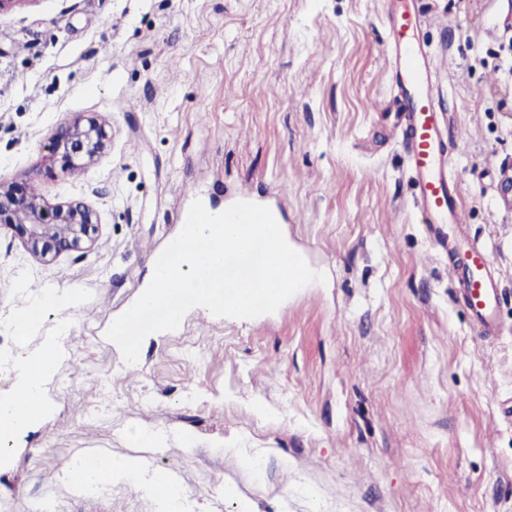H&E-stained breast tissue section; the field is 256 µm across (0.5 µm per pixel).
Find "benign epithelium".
Instances as JSON below:
<instances>
[{
	"mask_svg": "<svg viewBox=\"0 0 512 512\" xmlns=\"http://www.w3.org/2000/svg\"><path fill=\"white\" fill-rule=\"evenodd\" d=\"M106 132L91 121L76 119L58 128L49 145L61 154L62 170L87 165L104 149ZM7 226L24 240L27 248L43 260L63 251L79 250L90 239L92 212L79 202L51 207L31 193L30 185H0V227Z\"/></svg>",
	"mask_w": 512,
	"mask_h": 512,
	"instance_id": "1",
	"label": "benign epithelium"
}]
</instances>
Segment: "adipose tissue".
<instances>
[{
  "instance_id": "adipose-tissue-1",
  "label": "adipose tissue",
  "mask_w": 512,
  "mask_h": 512,
  "mask_svg": "<svg viewBox=\"0 0 512 512\" xmlns=\"http://www.w3.org/2000/svg\"><path fill=\"white\" fill-rule=\"evenodd\" d=\"M58 355L54 347L31 352L20 349L15 358V380L12 391L0 396V426L14 430L25 428L35 408L45 400V383L55 370ZM143 473L140 460L130 457L101 458L97 468H84L82 462L68 464L61 478L79 481L82 487H93L106 476H116L129 482L138 481Z\"/></svg>"
}]
</instances>
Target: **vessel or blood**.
I'll list each match as a JSON object with an SVG mask.
<instances>
[{
  "mask_svg": "<svg viewBox=\"0 0 512 512\" xmlns=\"http://www.w3.org/2000/svg\"><path fill=\"white\" fill-rule=\"evenodd\" d=\"M418 3L389 0L386 9V56L398 104L394 126L401 133L425 232L440 250L458 253V261L448 267V277L461 285L476 329L482 335L496 336L502 332L498 320L502 275L487 251L458 231L463 211L456 184L449 176L447 141L451 122L434 91L440 67L425 41Z\"/></svg>",
  "mask_w": 512,
  "mask_h": 512,
  "instance_id": "obj_1",
  "label": "vessel or blood"
}]
</instances>
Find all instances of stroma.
Listing matches in <instances>:
<instances>
[{"instance_id":"35a3bbf8","label":"stroma","mask_w":512,"mask_h":512,"mask_svg":"<svg viewBox=\"0 0 512 512\" xmlns=\"http://www.w3.org/2000/svg\"><path fill=\"white\" fill-rule=\"evenodd\" d=\"M465 223L503 276L494 341L426 236L388 113L384 0H15L0 11V184L82 201L94 243L46 262L0 229V325L28 285L75 293L46 407L0 456V512H512V85L501 0H421ZM104 151L62 173L74 119ZM279 202L325 283L250 319L189 310L128 366L105 337L193 199ZM80 365L73 373L72 365ZM262 404L255 412L254 404ZM156 433L152 447L140 432ZM130 456L87 491L56 462ZM259 457L260 468L248 460ZM151 489L164 504L168 503L172 510H176L179 487L173 480L165 475L156 474L152 479Z\"/></svg>"}]
</instances>
